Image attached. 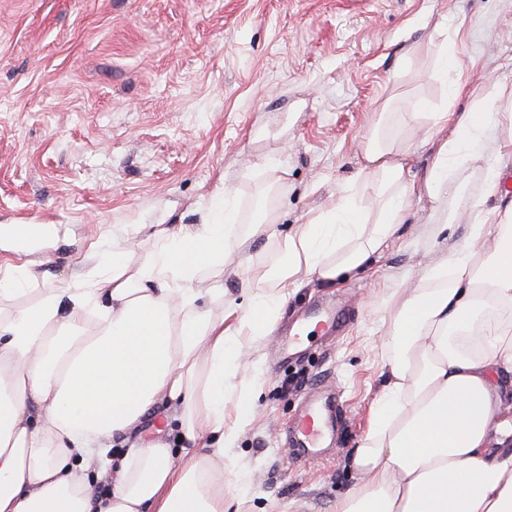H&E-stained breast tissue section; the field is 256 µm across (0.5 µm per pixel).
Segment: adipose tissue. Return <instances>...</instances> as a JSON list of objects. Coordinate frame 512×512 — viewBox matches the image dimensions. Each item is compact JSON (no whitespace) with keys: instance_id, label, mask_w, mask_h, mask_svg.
Returning <instances> with one entry per match:
<instances>
[{"instance_id":"adipose-tissue-1","label":"adipose tissue","mask_w":512,"mask_h":512,"mask_svg":"<svg viewBox=\"0 0 512 512\" xmlns=\"http://www.w3.org/2000/svg\"><path fill=\"white\" fill-rule=\"evenodd\" d=\"M401 123L448 132L423 183L407 180L405 148L370 140L348 192L287 235L270 268L229 264L252 239L274 238L276 219L241 231L237 192L219 188L200 223L155 225L142 261L140 227L124 224L89 242L70 280H40L31 261L1 276L0 303L36 281L45 292L0 306V512H224V460L262 394L252 357L291 290L311 279L330 287L362 268L403 224L415 191L443 202L476 163L496 189L497 158L512 142L489 133L512 130V92L495 87L460 117L415 102ZM367 194L375 210L359 205ZM498 217L485 257L474 248L482 200L448 212L445 223L470 221V239L398 300L394 357L349 458L361 481L336 512H512V448L489 437L498 385L512 378V203ZM57 238L51 224L0 227V249L45 250ZM228 275L244 303L225 301ZM160 403L177 411L181 458L162 440L131 437Z\"/></svg>"}]
</instances>
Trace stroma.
<instances>
[{
	"instance_id": "1",
	"label": "stroma",
	"mask_w": 512,
	"mask_h": 512,
	"mask_svg": "<svg viewBox=\"0 0 512 512\" xmlns=\"http://www.w3.org/2000/svg\"><path fill=\"white\" fill-rule=\"evenodd\" d=\"M444 22L470 87L446 101L435 69ZM512 86V0H0V225L53 224L45 268L70 279L86 242L121 224L198 223L218 186L249 226L277 210L278 241L342 195L371 136H400L393 97L468 112ZM426 194L359 273L291 295L283 320L340 296L349 320L280 361L224 462L225 512H334L370 427L395 293L469 226L429 222ZM333 394L345 422L322 455L284 430L305 394Z\"/></svg>"
}]
</instances>
